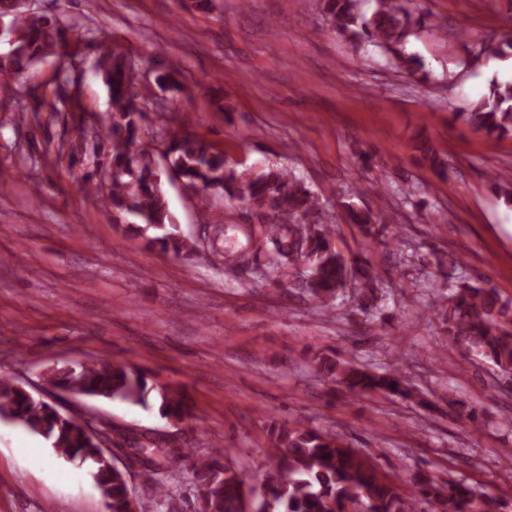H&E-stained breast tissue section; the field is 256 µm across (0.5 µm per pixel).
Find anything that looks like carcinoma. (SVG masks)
Instances as JSON below:
<instances>
[{
  "instance_id": "obj_1",
  "label": "carcinoma",
  "mask_w": 512,
  "mask_h": 512,
  "mask_svg": "<svg viewBox=\"0 0 512 512\" xmlns=\"http://www.w3.org/2000/svg\"><path fill=\"white\" fill-rule=\"evenodd\" d=\"M366 0H323L329 27L339 36L361 47L391 48L409 35L410 0H374L368 14ZM0 16L13 22L14 43L0 56V73L19 76L34 62L64 55L70 37L56 21L32 19L26 0H0ZM97 69L111 93V109L97 118L102 134L95 141L97 167L82 175L83 190L95 202L112 211L117 223L134 237L153 230L147 245L157 246L177 257L194 256L199 241L175 232L176 224L162 187V176L170 173L185 190L203 192L227 202L237 201L251 210L261 228L252 241L254 256L267 259L275 271L286 263H305L308 278L303 288L322 302L336 297L352 278L369 286L378 279L367 256L340 253L333 244V225L324 222L320 199L305 184L296 181L284 166L239 168L228 161L224 150L207 140L172 126L166 113L148 122L145 106L153 97L143 85L133 64L123 55L99 45ZM155 85L171 92L182 87L173 73H159ZM48 107L71 126L77 136L58 144L57 155L69 166L82 161L88 147L82 112H59ZM472 130L488 138L512 136V83H493L472 110L458 114ZM430 168L443 172L444 154L431 142L416 146ZM165 162H160L159 158ZM347 218L368 236L388 228L381 214L347 206ZM445 315L451 343L490 362L502 378L512 379V301L503 300L485 286L484 280H464L446 297ZM315 363L326 377L354 395L395 394L417 396L396 372L377 373L357 364L340 362L318 353ZM46 381L55 390L83 397L117 400L144 409L158 406L159 413L174 423L190 421L194 411L186 396L158 387L142 369L126 363L73 362L51 367ZM0 420L18 424L42 436L56 455L91 468L102 496L104 512H129L131 484L126 473L104 457L108 435L95 432L85 419L62 412L54 401L38 399L18 381L0 373ZM272 448L268 464L259 473L244 472L224 463L221 448L199 457L191 448H175L164 436L121 435L115 448H129L142 467L140 477L155 484L151 500L137 501L136 512H177L166 487L162 461L177 463L189 458L198 512H349L354 504L361 512H415L414 499L393 479L377 476L368 457L328 432L301 423L287 424L268 419ZM415 492L434 501L443 512H491L493 503L479 499L474 490L450 480L432 479L413 483Z\"/></svg>"
}]
</instances>
